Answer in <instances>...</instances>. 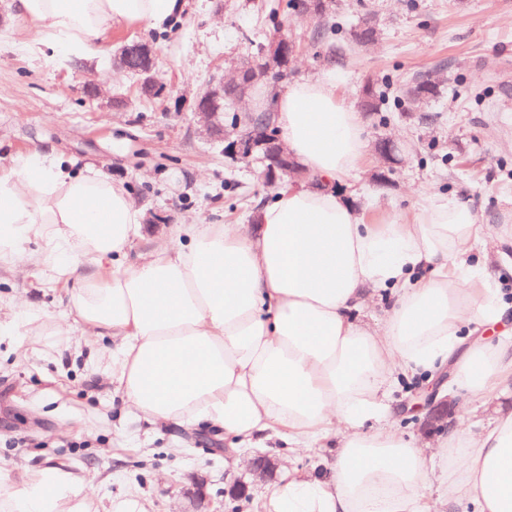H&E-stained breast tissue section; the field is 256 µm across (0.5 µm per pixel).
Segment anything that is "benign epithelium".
<instances>
[{"label": "benign epithelium", "mask_w": 512, "mask_h": 512, "mask_svg": "<svg viewBox=\"0 0 512 512\" xmlns=\"http://www.w3.org/2000/svg\"><path fill=\"white\" fill-rule=\"evenodd\" d=\"M292 59V38L281 29L274 34L262 52L261 70L271 73L285 74L290 71ZM158 54L149 43H133L125 48L119 57V64L129 72L147 76L144 86H149L157 67ZM253 62L246 61L238 69L234 80H220L212 84L200 96L196 104V115L199 117L206 133L214 138L224 140V155L238 161H247L258 157L265 166L264 182L271 188H279L284 180H301L305 170L294 156L284 147L278 138L262 140L258 132L252 129V113H242L234 136L230 137L224 131V113L213 111L214 101L224 97V92L233 95L239 101L249 95L252 82L257 78V70ZM441 383H436L431 389L428 401L431 404L429 412L421 422V426L429 428L433 422L447 415V399L436 400ZM278 467L275 458L268 455H258L251 462V471L255 478L263 481L271 476Z\"/></svg>", "instance_id": "1"}]
</instances>
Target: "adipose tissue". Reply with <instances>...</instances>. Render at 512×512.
Returning <instances> with one entry per match:
<instances>
[{
	"label": "adipose tissue",
	"mask_w": 512,
	"mask_h": 512,
	"mask_svg": "<svg viewBox=\"0 0 512 512\" xmlns=\"http://www.w3.org/2000/svg\"><path fill=\"white\" fill-rule=\"evenodd\" d=\"M185 0H14L43 28L34 53L98 58L113 27L162 31ZM285 146L325 186L289 185L238 224H182L135 262L140 212L100 172L70 171L55 150L0 171V265L44 243L65 277L67 302L92 335L119 337L109 368L126 408L169 426L205 424L250 447L277 439L313 448L335 434L328 472L280 479L264 512H431L439 477L448 512H512V412L471 436L457 418L433 454L389 426L399 378L435 380L453 367L467 395L512 380V360L486 332L512 324V304L489 294L512 276V235L497 266L465 260L489 233L470 202L418 192L413 222L365 223L342 192L365 150L363 119L329 79L289 84L277 98ZM386 300L383 326L363 321L370 290ZM64 467L22 483L0 479V512H91Z\"/></svg>",
	"instance_id": "ef3b65f1"
}]
</instances>
